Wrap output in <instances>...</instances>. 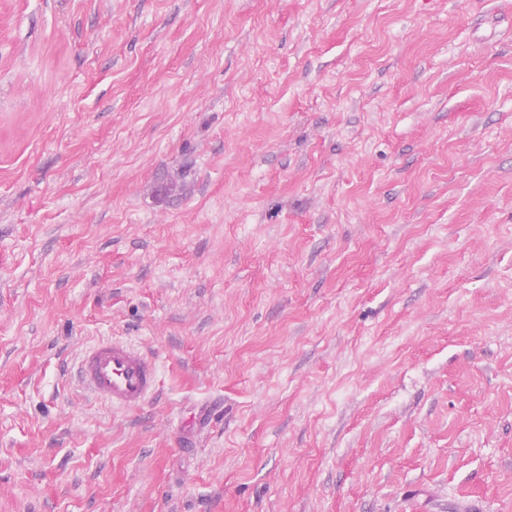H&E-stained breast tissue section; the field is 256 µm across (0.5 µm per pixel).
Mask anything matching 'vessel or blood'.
<instances>
[{
    "instance_id": "1",
    "label": "vessel or blood",
    "mask_w": 512,
    "mask_h": 512,
    "mask_svg": "<svg viewBox=\"0 0 512 512\" xmlns=\"http://www.w3.org/2000/svg\"><path fill=\"white\" fill-rule=\"evenodd\" d=\"M78 375L83 387L118 410L140 407L158 383V366L131 344L103 340L82 358Z\"/></svg>"
}]
</instances>
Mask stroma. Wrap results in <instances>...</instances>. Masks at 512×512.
I'll list each match as a JSON object with an SVG mask.
<instances>
[{
  "label": "stroma",
  "instance_id": "35a3bbf8",
  "mask_svg": "<svg viewBox=\"0 0 512 512\" xmlns=\"http://www.w3.org/2000/svg\"><path fill=\"white\" fill-rule=\"evenodd\" d=\"M0 512H512V0H0ZM78 375L91 395L113 409L130 410L156 391L158 366L131 344L102 340L84 355Z\"/></svg>",
  "mask_w": 512,
  "mask_h": 512
}]
</instances>
